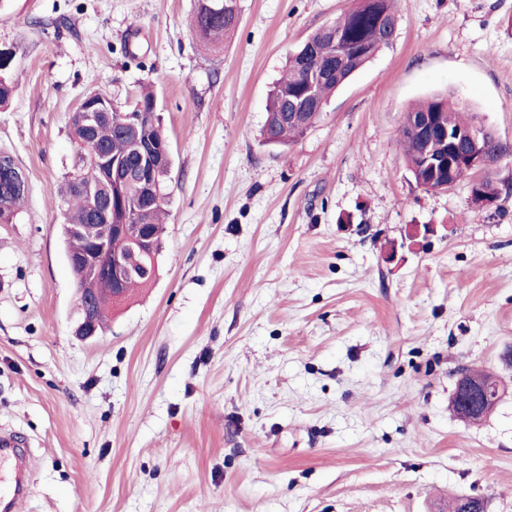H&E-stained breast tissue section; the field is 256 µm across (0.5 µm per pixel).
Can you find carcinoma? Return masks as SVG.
Returning a JSON list of instances; mask_svg holds the SVG:
<instances>
[{
	"mask_svg": "<svg viewBox=\"0 0 512 512\" xmlns=\"http://www.w3.org/2000/svg\"><path fill=\"white\" fill-rule=\"evenodd\" d=\"M240 0H197L192 17L193 29L199 38L211 49L223 45L224 38L234 33L240 19ZM398 14L392 0H353V5L335 21L316 30L306 42L288 55L284 75L275 83L269 93L266 118L262 129L265 142L272 145H285L290 140L303 135L320 117V113L304 111L292 117L294 105H303L301 99L311 93L327 103L330 96L346 83L356 72L373 59L376 53L392 45ZM156 97L147 91L139 96L133 110L143 109L147 116L139 129L142 142L157 147L169 145L164 134L162 118L152 110ZM439 115V120L448 125V130L475 128L479 132V145L486 158V167L512 157V145L499 141L488 129L453 108L445 97H435L406 112L399 134L405 156L417 186L428 190L449 180L459 182L472 175L468 167H458L453 172L436 171L431 163L434 145L425 140L422 133L415 130L419 117ZM69 132L76 153L72 170L65 177L62 198L67 204L65 223L73 227L83 224H103L105 218L94 210L89 197L76 192V182L99 189L100 195L109 193L102 171L94 162L97 149L106 148L112 156L124 159L129 166L136 164L132 143L125 128L117 118L99 124L94 140H89L78 116L70 117ZM169 171L158 168L151 174L155 195L147 203L140 199L135 187H128L124 195L113 197V224L123 223L124 212L136 208L137 221L148 224L155 233L153 258L146 260L151 270L147 274L137 268L126 273L121 285L122 299H127L137 288H143L155 280L158 271V255L162 248L165 232L166 189L170 181ZM472 202L476 205L489 199H500L499 189L488 176L470 182ZM28 193V181L16 180L9 170L0 166V224H13ZM68 264L74 277L78 294V314L96 320L99 329H104L108 312L117 302L111 299L115 287L111 271L101 268L98 274L91 275L84 270V256L88 251L87 241L65 231ZM108 248L113 254L131 257L128 238L113 231L109 235Z\"/></svg>",
	"mask_w": 512,
	"mask_h": 512,
	"instance_id": "1",
	"label": "carcinoma"
}]
</instances>
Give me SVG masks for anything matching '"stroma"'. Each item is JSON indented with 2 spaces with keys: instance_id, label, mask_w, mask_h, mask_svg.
<instances>
[{
  "instance_id": "35a3bbf8",
  "label": "stroma",
  "mask_w": 512,
  "mask_h": 512,
  "mask_svg": "<svg viewBox=\"0 0 512 512\" xmlns=\"http://www.w3.org/2000/svg\"><path fill=\"white\" fill-rule=\"evenodd\" d=\"M379 51L286 146V58L352 0H240L217 52L196 0H0L16 85L0 148L29 191L0 224V427L26 435L17 512H512V195L418 187L404 109L451 96L512 144V0H395ZM158 99L173 159L154 282L76 336L62 199L85 95ZM351 223H343V216ZM498 373L481 423L461 369ZM468 370L475 377L464 371L459 373L453 395V407L457 409L461 420L479 423L494 410L501 396L500 388L494 390L488 381L496 385L500 383L497 376L490 371ZM450 407L457 416L451 404Z\"/></svg>"
}]
</instances>
